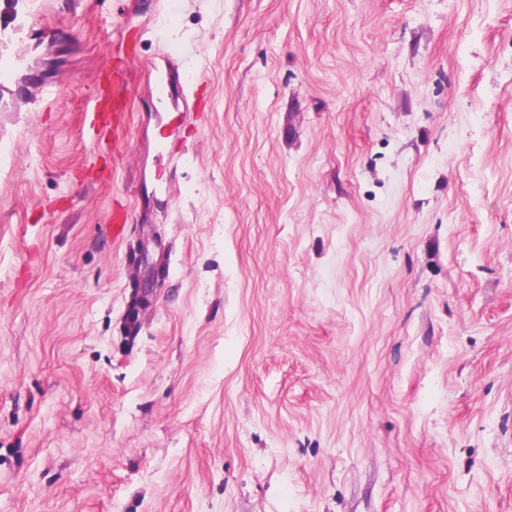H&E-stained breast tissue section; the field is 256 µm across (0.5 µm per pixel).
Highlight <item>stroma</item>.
I'll return each instance as SVG.
<instances>
[{"mask_svg": "<svg viewBox=\"0 0 512 512\" xmlns=\"http://www.w3.org/2000/svg\"><path fill=\"white\" fill-rule=\"evenodd\" d=\"M31 28L15 96H57L0 111V512H512V0H44ZM169 61L202 81L160 120ZM117 60L112 72L99 82L86 111L88 134L97 145L110 137L115 141L124 127V112L131 90V78L136 70V57L125 50ZM140 263L146 266L149 270L141 277L138 284L135 286V294L131 303L129 311V319L136 323L139 309L148 304L153 296L155 287L154 272L151 270L152 265L148 262L147 254L141 250Z\"/></svg>", "mask_w": 512, "mask_h": 512, "instance_id": "35a3bbf8", "label": "stroma"}]
</instances>
